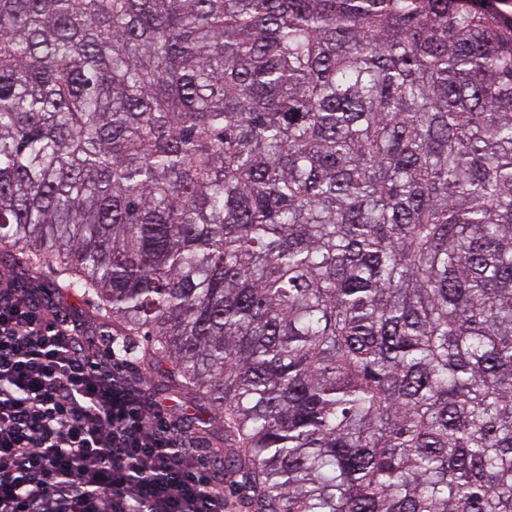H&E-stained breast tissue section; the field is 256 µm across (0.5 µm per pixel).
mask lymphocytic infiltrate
I'll list each match as a JSON object with an SVG mask.
<instances>
[{"label":"lymphocytic infiltrate","instance_id":"obj_1","mask_svg":"<svg viewBox=\"0 0 512 512\" xmlns=\"http://www.w3.org/2000/svg\"><path fill=\"white\" fill-rule=\"evenodd\" d=\"M224 471L79 328L0 288V512H225Z\"/></svg>","mask_w":512,"mask_h":512}]
</instances>
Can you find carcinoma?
Masks as SVG:
<instances>
[{
  "label": "carcinoma",
  "instance_id": "obj_1",
  "mask_svg": "<svg viewBox=\"0 0 512 512\" xmlns=\"http://www.w3.org/2000/svg\"><path fill=\"white\" fill-rule=\"evenodd\" d=\"M95 298L254 512H512V16L0 0V271Z\"/></svg>",
  "mask_w": 512,
  "mask_h": 512
}]
</instances>
